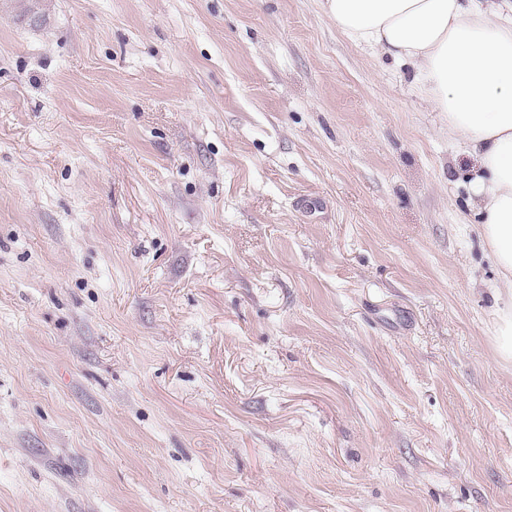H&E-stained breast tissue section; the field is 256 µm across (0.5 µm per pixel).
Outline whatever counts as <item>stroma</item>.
Masks as SVG:
<instances>
[{
  "instance_id": "1",
  "label": "stroma",
  "mask_w": 512,
  "mask_h": 512,
  "mask_svg": "<svg viewBox=\"0 0 512 512\" xmlns=\"http://www.w3.org/2000/svg\"><path fill=\"white\" fill-rule=\"evenodd\" d=\"M0 0V512H512L474 163L320 0Z\"/></svg>"
}]
</instances>
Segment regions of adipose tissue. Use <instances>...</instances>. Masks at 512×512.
<instances>
[{"mask_svg":"<svg viewBox=\"0 0 512 512\" xmlns=\"http://www.w3.org/2000/svg\"><path fill=\"white\" fill-rule=\"evenodd\" d=\"M354 45L404 68L477 166L468 218L512 293V0H322Z\"/></svg>","mask_w":512,"mask_h":512,"instance_id":"ef3b65f1","label":"adipose tissue"}]
</instances>
